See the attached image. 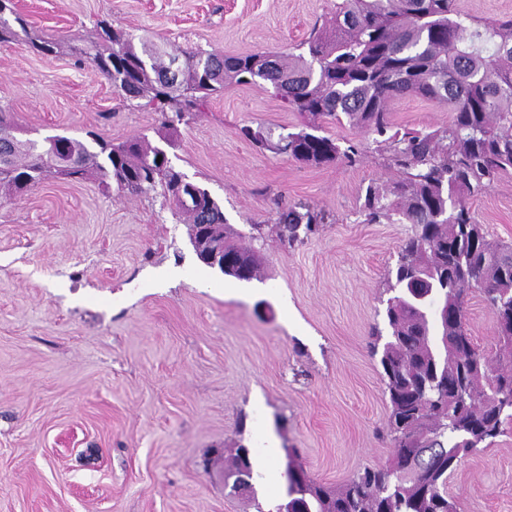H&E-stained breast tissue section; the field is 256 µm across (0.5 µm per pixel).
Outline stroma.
<instances>
[{
  "instance_id": "1",
  "label": "stroma",
  "mask_w": 512,
  "mask_h": 512,
  "mask_svg": "<svg viewBox=\"0 0 512 512\" xmlns=\"http://www.w3.org/2000/svg\"><path fill=\"white\" fill-rule=\"evenodd\" d=\"M337 0H17L33 35L0 47V107L27 138L61 134L166 148L243 234L304 201L327 224L294 249L254 243L260 276L242 282L200 262L188 226L157 193L129 195L96 177L48 174L0 197V512H254L278 504L284 460L255 467L254 498L234 495L220 466L237 441L273 437L299 449L318 482L336 487L386 464L388 405L370 352L386 330L384 282L409 227L365 224L359 198L395 174L350 125L324 132L361 144L350 165L309 167L256 147L302 119L272 89L229 86L176 128L126 105L70 48L108 18L166 50L288 53ZM395 126L447 124V106L416 96L389 105ZM489 239L512 244V172L468 197ZM461 512H512V424L448 480Z\"/></svg>"
}]
</instances>
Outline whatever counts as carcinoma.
Segmentation results:
<instances>
[{
  "label": "carcinoma",
  "mask_w": 512,
  "mask_h": 512,
  "mask_svg": "<svg viewBox=\"0 0 512 512\" xmlns=\"http://www.w3.org/2000/svg\"><path fill=\"white\" fill-rule=\"evenodd\" d=\"M14 17L9 23L6 16ZM96 39L72 49L74 65L93 67L124 99L157 112L166 126L201 112L230 85L269 83L303 128L288 143L270 142L261 129L241 134L305 165L354 163L360 145L322 134L320 121L346 123L374 136L398 179L370 183L360 206L366 224L411 225L401 241L393 292L386 306L390 335L370 343L379 356L388 396L387 435L393 457L365 467L330 488L288 459V512H460L448 495V477L481 445H490L512 421V369L497 368L499 386L486 384L490 357L467 330L466 296L476 290L493 315L497 343L512 349V247H494L464 197L512 171V19L479 20L455 0H342L286 56L220 55L199 48L169 53L136 45L106 20ZM28 36L30 48L51 54L56 43L31 37L13 3L0 14V47ZM420 96L448 104V124L430 131L391 132L389 102ZM19 128L0 110V188L20 196L47 172L81 179L95 175L106 187L130 194L161 189L188 223L224 229V275L258 276L260 256L226 223L210 192L186 179L165 150L146 140L114 144L91 135L93 145L62 137L61 154L44 141L17 137ZM162 160H157V157ZM308 203L277 212L275 231L292 248L324 223ZM228 472L252 478L250 449H230Z\"/></svg>",
  "instance_id": "cac0c4a2"
}]
</instances>
